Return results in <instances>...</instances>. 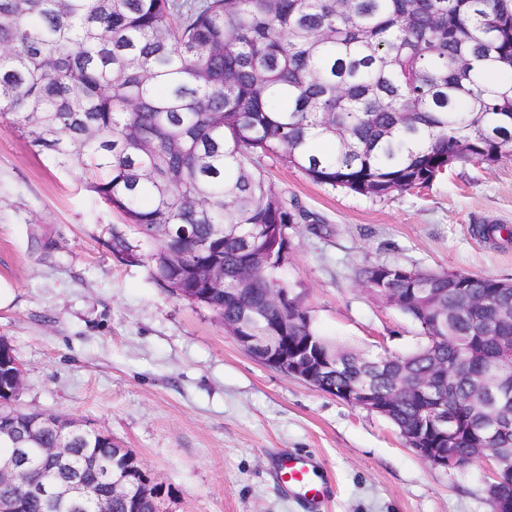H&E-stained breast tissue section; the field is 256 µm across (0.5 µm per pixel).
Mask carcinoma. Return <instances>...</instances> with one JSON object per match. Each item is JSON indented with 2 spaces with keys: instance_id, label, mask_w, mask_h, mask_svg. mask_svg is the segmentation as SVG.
I'll list each match as a JSON object with an SVG mask.
<instances>
[{
  "instance_id": "cac0c4a2",
  "label": "carcinoma",
  "mask_w": 512,
  "mask_h": 512,
  "mask_svg": "<svg viewBox=\"0 0 512 512\" xmlns=\"http://www.w3.org/2000/svg\"><path fill=\"white\" fill-rule=\"evenodd\" d=\"M155 245L152 277L171 294L236 324L252 307L264 325L343 351L329 378L410 393L391 421L415 425L447 371L448 418L512 448V391L502 383L512 344V288L478 273L366 264L365 286L397 301L423 343L406 355L343 350L298 322L277 273L295 224H316L262 174L276 159L312 181L369 198L427 187L448 164L512 155V0H0V116ZM489 240L512 226L482 224ZM224 270V285L198 277ZM19 359L0 339V398L15 402ZM72 464L112 466L116 442L94 431L70 441ZM24 485L68 477L32 452ZM94 483L81 512H98ZM512 498V477L488 489ZM26 512H59L44 496Z\"/></svg>"
}]
</instances>
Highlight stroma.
Segmentation results:
<instances>
[{
	"mask_svg": "<svg viewBox=\"0 0 512 512\" xmlns=\"http://www.w3.org/2000/svg\"><path fill=\"white\" fill-rule=\"evenodd\" d=\"M268 181L321 219L297 225L282 283L329 341L406 354L421 338L357 281L365 263L512 280V156L458 163L428 187L372 199L276 160ZM56 168L0 118V337L22 364L20 409L87 421L133 449L171 493L172 512H491L485 463L448 474L387 418L272 369L211 310L150 275L151 245L125 217ZM120 232L128 248H113ZM319 458L332 492L306 508L272 479L276 456Z\"/></svg>",
	"mask_w": 512,
	"mask_h": 512,
	"instance_id": "obj_1",
	"label": "stroma"
}]
</instances>
